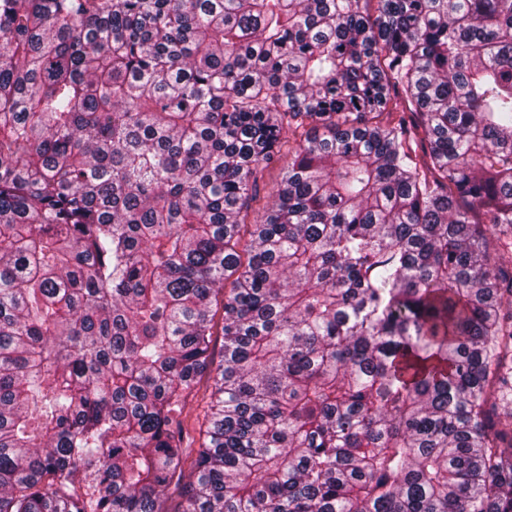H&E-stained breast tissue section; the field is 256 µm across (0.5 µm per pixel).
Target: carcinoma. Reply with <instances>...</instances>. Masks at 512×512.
<instances>
[{
  "mask_svg": "<svg viewBox=\"0 0 512 512\" xmlns=\"http://www.w3.org/2000/svg\"><path fill=\"white\" fill-rule=\"evenodd\" d=\"M0 512H512V0H0Z\"/></svg>",
  "mask_w": 512,
  "mask_h": 512,
  "instance_id": "obj_1",
  "label": "carcinoma"
}]
</instances>
